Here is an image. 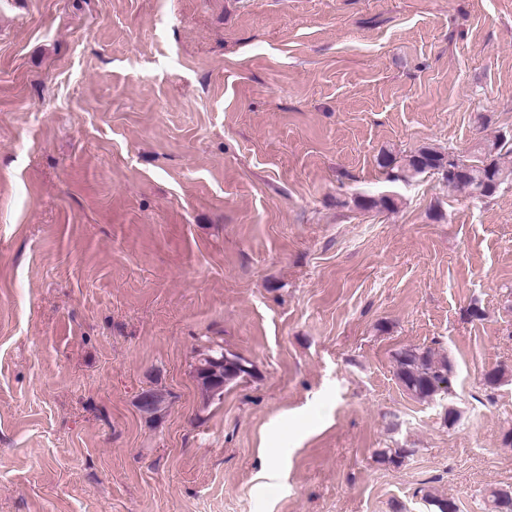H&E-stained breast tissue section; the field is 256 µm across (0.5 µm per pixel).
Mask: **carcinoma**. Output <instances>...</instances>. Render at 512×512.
I'll list each match as a JSON object with an SVG mask.
<instances>
[{"label":"carcinoma","instance_id":"cac0c4a2","mask_svg":"<svg viewBox=\"0 0 512 512\" xmlns=\"http://www.w3.org/2000/svg\"><path fill=\"white\" fill-rule=\"evenodd\" d=\"M512 154V137L499 135L486 139L477 145L472 156L450 151L446 154L432 147H422L411 154L400 168L394 172V159L384 151L380 165L390 170V176L399 179L436 171L448 182L452 189H464L474 199L493 196L505 183L512 182V165H507L505 157ZM210 359L200 361L195 368L198 384L206 399L223 397L224 392L214 389L227 385L252 374L251 366L238 355L224 349H209ZM452 365L449 361H434L431 352L419 348H405L395 353V375L404 390L420 401L433 399L441 384L449 383ZM487 512H512V492L495 488L485 499Z\"/></svg>","mask_w":512,"mask_h":512}]
</instances>
